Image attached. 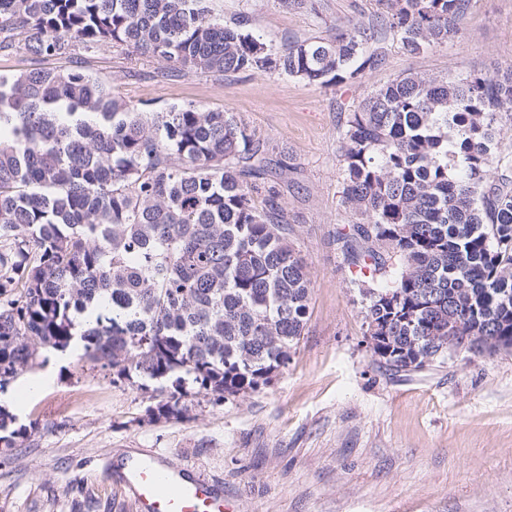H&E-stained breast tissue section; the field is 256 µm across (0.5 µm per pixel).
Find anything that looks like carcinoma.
Here are the masks:
<instances>
[{"instance_id":"obj_1","label":"carcinoma","mask_w":512,"mask_h":512,"mask_svg":"<svg viewBox=\"0 0 512 512\" xmlns=\"http://www.w3.org/2000/svg\"><path fill=\"white\" fill-rule=\"evenodd\" d=\"M206 0H0V49L32 56L110 44L169 73L258 74L330 87L381 63L348 24L279 53ZM403 48L459 33L470 0H379ZM512 70L371 92L344 133L337 234L354 269L372 356L397 371L512 347V160L494 143ZM266 145L229 112H140L80 71L0 78V387L45 351L81 357L185 415L192 390L220 404L288 365L310 279L277 192L256 205ZM457 343L448 342V328ZM0 409V441L19 431Z\"/></svg>"}]
</instances>
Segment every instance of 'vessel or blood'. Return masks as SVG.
Instances as JSON below:
<instances>
[{"label": "vessel or blood", "instance_id": "obj_1", "mask_svg": "<svg viewBox=\"0 0 512 512\" xmlns=\"http://www.w3.org/2000/svg\"><path fill=\"white\" fill-rule=\"evenodd\" d=\"M121 485L139 512H227L223 495L192 469H170L152 460L128 465Z\"/></svg>", "mask_w": 512, "mask_h": 512}]
</instances>
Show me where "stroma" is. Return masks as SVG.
Wrapping results in <instances>:
<instances>
[{"label": "stroma", "instance_id": "obj_1", "mask_svg": "<svg viewBox=\"0 0 512 512\" xmlns=\"http://www.w3.org/2000/svg\"><path fill=\"white\" fill-rule=\"evenodd\" d=\"M225 23L277 51L355 23L374 30L382 63L323 88L248 73L218 79L167 74L123 48L77 49L33 62L0 50V76L34 65L82 66L142 112L192 103L230 112L267 144L274 185L311 280L307 326L269 385L214 405L188 401L183 418L155 420L156 400L79 352L48 351L0 389L18 395L24 436L0 444V512H137L100 464L153 456L189 466L224 490L236 512H512V353L460 352L416 371L374 360L364 313L336 230L354 223L342 203L346 121L398 76L502 73L512 68V0H471L448 44L409 54L377 0H209Z\"/></svg>", "mask_w": 512, "mask_h": 512}]
</instances>
